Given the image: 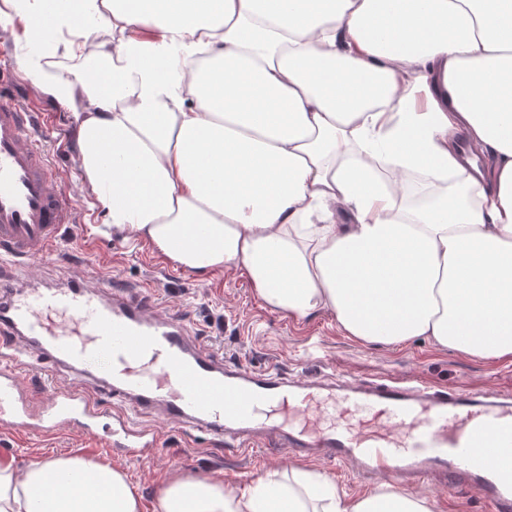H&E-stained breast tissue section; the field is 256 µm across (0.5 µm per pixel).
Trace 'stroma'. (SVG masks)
I'll use <instances>...</instances> for the list:
<instances>
[{"instance_id":"1","label":"stroma","mask_w":512,"mask_h":512,"mask_svg":"<svg viewBox=\"0 0 512 512\" xmlns=\"http://www.w3.org/2000/svg\"><path fill=\"white\" fill-rule=\"evenodd\" d=\"M25 49V41L11 27L0 26V67L12 73L20 102L46 115L45 147L62 170L67 194L81 211L80 222L66 225L51 255L33 257L27 267L32 279L59 283L80 273L92 281L106 269L125 283L151 285L159 311L185 319L193 335L225 360L250 367L273 365L293 374L306 367L326 374L338 369L356 379L402 375L440 386L493 393L512 390V359H472L423 338L392 346L367 344L347 336L330 313L317 311L295 320L269 310L236 270L202 277L177 266L150 243L114 235L103 223L93 196L83 189L75 121L65 107L37 92L20 63ZM138 424L162 431L165 440L150 456L136 461L106 453L105 438L69 428L45 438L0 430V455L14 457L22 469L30 462L55 457L111 464L128 475L141 497L142 512H154L161 486L177 476H206L225 488L239 489L249 475L294 462L276 448L232 454L202 435H190L177 424L147 414L140 416Z\"/></svg>"}]
</instances>
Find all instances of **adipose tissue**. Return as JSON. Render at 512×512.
<instances>
[{
	"mask_svg": "<svg viewBox=\"0 0 512 512\" xmlns=\"http://www.w3.org/2000/svg\"><path fill=\"white\" fill-rule=\"evenodd\" d=\"M14 22L114 233L366 343L512 358V0H0ZM416 173L441 191L412 211ZM140 510L110 465L0 457V512ZM155 512L433 510L292 466L171 479Z\"/></svg>",
	"mask_w": 512,
	"mask_h": 512,
	"instance_id": "obj_1",
	"label": "adipose tissue"
}]
</instances>
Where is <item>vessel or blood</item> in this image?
Instances as JSON below:
<instances>
[{"label":"vessel or blood","instance_id":"vessel-or-blood-1","mask_svg":"<svg viewBox=\"0 0 512 512\" xmlns=\"http://www.w3.org/2000/svg\"><path fill=\"white\" fill-rule=\"evenodd\" d=\"M36 118L0 71V426L49 435L61 426L106 428L135 460L161 447L131 412L159 414L233 453L278 448L350 465L363 480L439 481L474 489L491 512H512V396L407 378H298L229 364L149 290L108 276L90 285L6 284L12 267L57 245L79 208L61 188ZM51 363L46 393L23 388L20 356ZM127 402L110 410L103 393Z\"/></svg>","mask_w":512,"mask_h":512}]
</instances>
